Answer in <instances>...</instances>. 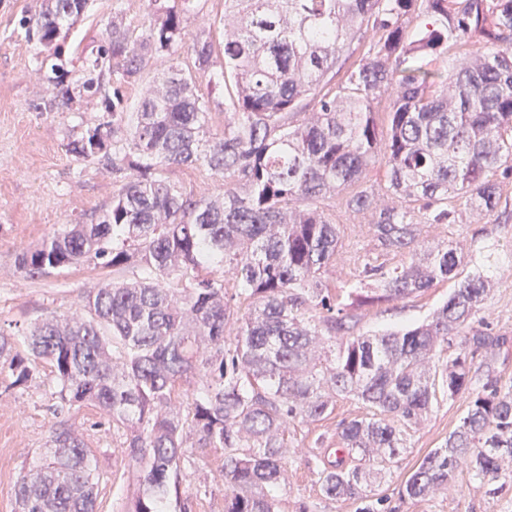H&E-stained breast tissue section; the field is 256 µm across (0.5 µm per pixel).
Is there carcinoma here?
Listing matches in <instances>:
<instances>
[{"mask_svg":"<svg viewBox=\"0 0 512 512\" xmlns=\"http://www.w3.org/2000/svg\"><path fill=\"white\" fill-rule=\"evenodd\" d=\"M90 0H44L19 25L59 58L61 27ZM198 0H150L133 35L115 0L92 67L73 82L51 65L32 103L59 112L99 99L112 120L66 144L79 163L112 173V205L17 253L14 272L38 277L81 265L122 271L50 313L19 338L0 329V373L53 367L59 410L90 404L122 433L127 512H191L181 484L188 447L224 449V512H284L288 426L330 415L340 398L366 413L337 431L338 456L314 453L326 500L378 512V478L438 404L482 375L459 424L399 489L425 501L469 478L496 494L512 485V385L478 357L503 344L478 329L492 252L447 241L426 247L422 224L463 216L512 221V0H224L221 42L199 29ZM417 24L406 33L407 17ZM370 39L355 59L352 44ZM188 47L192 65L183 67ZM451 66L426 62L447 59ZM167 76L127 111L122 86L149 61ZM224 82V101L207 87ZM388 96V124L377 104ZM224 112L213 129L212 112ZM384 148L387 199L361 187ZM204 168L224 194L197 198L168 173ZM349 190L346 209L371 214L379 263L340 285L327 276L341 225L313 202ZM470 266L462 278L458 269ZM458 281L423 322L362 333L374 307ZM27 345L34 361L16 351ZM199 379L191 401L181 385ZM98 475L84 437L52 431L41 461L15 483L20 512H96Z\"/></svg>","mask_w":512,"mask_h":512,"instance_id":"1","label":"carcinoma"}]
</instances>
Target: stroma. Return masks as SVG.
<instances>
[{"label": "stroma", "mask_w": 512, "mask_h": 512, "mask_svg": "<svg viewBox=\"0 0 512 512\" xmlns=\"http://www.w3.org/2000/svg\"><path fill=\"white\" fill-rule=\"evenodd\" d=\"M112 4L113 0H92L80 20L63 30L59 43L69 69H83L91 58L112 19ZM37 6V0H0V327L13 325L23 332L49 313L77 309L81 289L101 278L103 272L81 267L23 278L12 268L15 254L36 246L61 224L102 213L119 188L110 173L77 163L65 148L87 126L106 120V112L96 108L64 113L30 109L38 92L40 63L18 20ZM319 205L344 226L343 248L332 276L348 280L355 271L356 258L372 260L378 255L368 227L371 216L346 213L336 197L322 199ZM421 238L432 246L449 239H472L480 246L496 244L490 306L481 327L503 337V345L489 363L502 385L512 384V223L500 224L489 218L467 224H426ZM453 287V281H443L415 300L374 308L360 328L381 332L420 323L446 301ZM481 388L477 379L468 389L442 401L410 438L397 466L379 487L385 497V512H512V487L495 496L474 488L449 491L421 502H405L398 496L409 474L454 429ZM57 404L48 363L38 362L33 379L22 385L15 384L10 372L0 373V512H15L14 486L20 472L39 463L42 448L48 447L53 430L62 424L83 434L90 443L99 474L97 512H125L122 436L113 432L111 423L94 407L83 405L60 413ZM364 412L361 402L345 398L337 401L325 419L291 425L287 512H298L304 504L311 512H356L352 502L322 498L311 456L317 448L335 447L339 424ZM193 456L196 466L182 486L192 512H224L223 449H197Z\"/></svg>", "instance_id": "obj_1"}]
</instances>
